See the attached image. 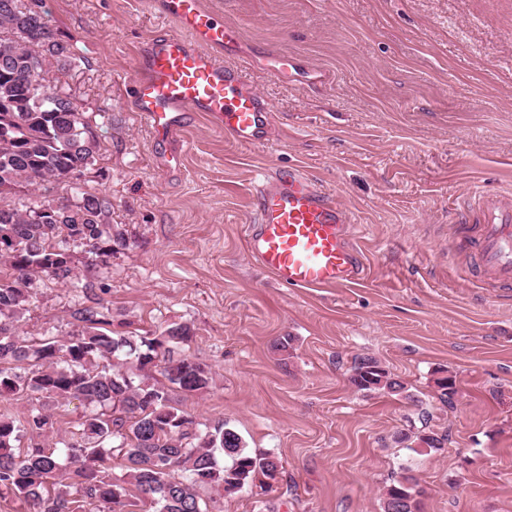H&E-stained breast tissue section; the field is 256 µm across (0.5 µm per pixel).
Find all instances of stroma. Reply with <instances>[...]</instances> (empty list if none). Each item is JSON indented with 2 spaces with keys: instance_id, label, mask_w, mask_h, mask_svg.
<instances>
[{
  "instance_id": "stroma-1",
  "label": "stroma",
  "mask_w": 512,
  "mask_h": 512,
  "mask_svg": "<svg viewBox=\"0 0 512 512\" xmlns=\"http://www.w3.org/2000/svg\"><path fill=\"white\" fill-rule=\"evenodd\" d=\"M238 27L240 66L274 113L269 143L244 146L206 120L183 132L165 170L147 127L125 105L136 54L161 22L143 0H44L52 25L85 58L49 81L87 117L106 114L81 189L109 196L126 246L78 267L81 287L32 285L19 323L63 337L76 310L105 302L112 327L142 336L186 324L182 352L209 367L203 392L171 391L197 421L236 431L247 451L276 456L272 488L220 496L212 512H382L383 486L411 472L420 512H512V286L482 281L463 222L468 196L512 197V0H205ZM296 56L272 79L265 53ZM326 72L320 84L307 80ZM306 172L352 213L365 261L356 288L281 287L255 265L246 228L258 174ZM295 338L292 354L276 351ZM381 360L408 397L365 394L349 376ZM456 377L443 404L435 373ZM53 414L46 448L79 435L87 413L29 395L0 397V415ZM445 437L426 453L396 433Z\"/></svg>"
}]
</instances>
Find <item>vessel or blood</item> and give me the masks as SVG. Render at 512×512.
<instances>
[{"label": "vessel or blood", "instance_id": "obj_1", "mask_svg": "<svg viewBox=\"0 0 512 512\" xmlns=\"http://www.w3.org/2000/svg\"><path fill=\"white\" fill-rule=\"evenodd\" d=\"M174 32L157 31L142 47L127 102L154 139L166 146L159 162L178 166L181 133L189 115L199 114L240 145L268 142L273 114L242 69L224 65L239 32L204 0H148ZM268 70L288 79L295 57L270 54ZM256 221L247 228L252 260L289 288H351L364 279L365 263L351 243L347 210L300 171L266 173L256 185ZM479 217L476 261L491 280L512 284V201L493 193L473 198Z\"/></svg>", "mask_w": 512, "mask_h": 512}]
</instances>
